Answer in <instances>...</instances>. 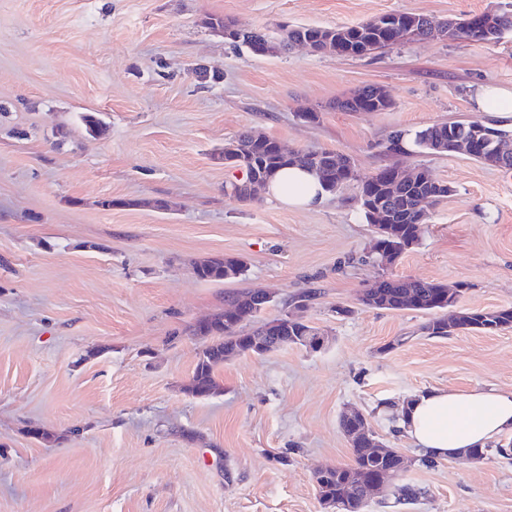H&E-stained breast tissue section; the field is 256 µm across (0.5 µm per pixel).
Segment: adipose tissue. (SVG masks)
<instances>
[{
  "mask_svg": "<svg viewBox=\"0 0 512 512\" xmlns=\"http://www.w3.org/2000/svg\"><path fill=\"white\" fill-rule=\"evenodd\" d=\"M267 192L284 206L302 209L320 207L326 196L318 176L299 167L279 171ZM397 427L433 459L456 458L512 436V391L434 388L414 398Z\"/></svg>",
  "mask_w": 512,
  "mask_h": 512,
  "instance_id": "obj_1",
  "label": "adipose tissue"
}]
</instances>
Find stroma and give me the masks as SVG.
Instances as JSON below:
<instances>
[{"instance_id":"obj_1","label":"stroma","mask_w":512,"mask_h":512,"mask_svg":"<svg viewBox=\"0 0 512 512\" xmlns=\"http://www.w3.org/2000/svg\"><path fill=\"white\" fill-rule=\"evenodd\" d=\"M512 0H0V512H324L314 474L349 463L339 426L358 408L405 460L368 512H512V458L419 464L383 412L424 389L512 390V329L427 336V313L359 296L384 276L460 287L458 309L512 307V170L431 155L395 130L480 120L474 92L512 91V32L496 43L425 40L353 57L297 45L253 55L214 15L281 39L409 12L441 22ZM206 69L209 80L197 73ZM375 85L392 105L344 112ZM312 109L314 122L299 119ZM109 127L95 139L81 117ZM254 129L291 150L349 156L360 178L427 168L452 191L417 245L385 266L357 185L316 209L239 201L224 144ZM112 200L102 208L101 200ZM162 199L167 209L159 210ZM246 260L244 278L200 279L195 261ZM327 336L224 362L220 389L184 392L201 319L232 292L268 291ZM347 314H337V307ZM36 427L50 441L32 438ZM419 498L403 503V485Z\"/></svg>"}]
</instances>
